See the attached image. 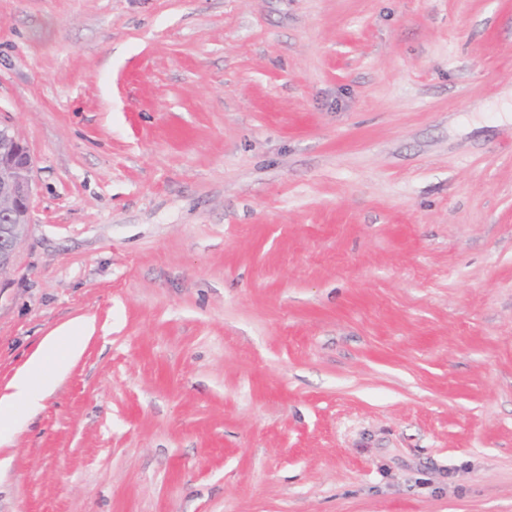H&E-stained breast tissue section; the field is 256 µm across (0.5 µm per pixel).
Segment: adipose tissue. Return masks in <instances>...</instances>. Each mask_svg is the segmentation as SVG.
Instances as JSON below:
<instances>
[{
    "instance_id": "obj_1",
    "label": "adipose tissue",
    "mask_w": 512,
    "mask_h": 512,
    "mask_svg": "<svg viewBox=\"0 0 512 512\" xmlns=\"http://www.w3.org/2000/svg\"><path fill=\"white\" fill-rule=\"evenodd\" d=\"M82 340L62 341L48 336L30 356L9 384L10 392L0 397V442L10 437L21 424L20 408L36 409L40 400L50 396L56 375L64 374L83 350Z\"/></svg>"
}]
</instances>
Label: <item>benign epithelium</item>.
<instances>
[{
  "label": "benign epithelium",
  "instance_id": "7a95c632",
  "mask_svg": "<svg viewBox=\"0 0 512 512\" xmlns=\"http://www.w3.org/2000/svg\"><path fill=\"white\" fill-rule=\"evenodd\" d=\"M32 157L7 125H0V274L11 268L30 224Z\"/></svg>",
  "mask_w": 512,
  "mask_h": 512
}]
</instances>
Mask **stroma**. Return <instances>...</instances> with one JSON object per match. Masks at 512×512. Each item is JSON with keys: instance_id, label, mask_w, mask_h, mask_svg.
<instances>
[{"instance_id": "obj_1", "label": "stroma", "mask_w": 512, "mask_h": 512, "mask_svg": "<svg viewBox=\"0 0 512 512\" xmlns=\"http://www.w3.org/2000/svg\"><path fill=\"white\" fill-rule=\"evenodd\" d=\"M0 122V512H512V0H0ZM32 168L27 146L0 124V274L13 266L30 224ZM61 337L46 336L25 366L13 377L8 386L11 392L0 398L1 444L20 426L18 410L25 407L33 412L40 400L53 393L58 378L82 352L84 343L81 339L64 342ZM49 364L53 372L58 374L56 378L44 375Z\"/></svg>"}]
</instances>
